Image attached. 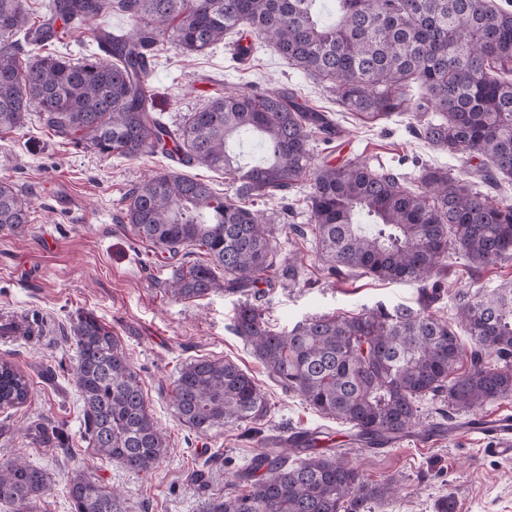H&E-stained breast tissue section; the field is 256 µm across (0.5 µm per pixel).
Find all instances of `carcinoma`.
Here are the masks:
<instances>
[{
	"mask_svg": "<svg viewBox=\"0 0 512 512\" xmlns=\"http://www.w3.org/2000/svg\"><path fill=\"white\" fill-rule=\"evenodd\" d=\"M114 9L131 27L96 33L110 44L102 59L45 54L24 61L13 40L22 32L42 43L58 20L80 25ZM243 28L289 65L329 83L344 111L371 119L412 113L413 131L430 146L481 159V184L425 165L411 190L395 170L365 161L316 164L312 138L330 143L339 127L286 87L226 90L176 128L154 115L145 62L160 40L198 54ZM33 108L55 136L102 156L172 151L184 164L224 172L233 188L224 197L174 170L128 194L122 223L138 239L171 258L188 246L207 255L174 271L165 291L175 299L243 292L272 271L271 220L252 202L284 199L305 179L331 271L418 288L417 309L317 315L288 332L272 328L256 304L239 309L234 332L269 376L315 412L351 425L355 441L382 448L415 431L426 398L470 411L512 397V281L464 294L453 325L429 310L444 292L449 251L474 268L512 259V203L480 189L512 181V0H51L36 18L27 0H0V130L22 127ZM246 131L260 136L264 157L242 167L227 142ZM27 223L16 186L0 179V231ZM458 327L474 344L465 371ZM71 332L89 445L129 470L149 471L168 444L139 374L93 314L79 315ZM28 396L25 375L0 359V407H18ZM171 406L201 435L269 411L247 372L208 358L182 366ZM304 453L291 464L256 455L239 474L248 492L211 498L205 512H362L391 493L389 485L364 483L341 448ZM49 486V474L21 458L0 466V503L13 512H34ZM69 496L72 512H127L121 491L81 470L72 473Z\"/></svg>",
	"mask_w": 512,
	"mask_h": 512,
	"instance_id": "1",
	"label": "carcinoma"
}]
</instances>
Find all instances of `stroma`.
Returning <instances> with one entry per match:
<instances>
[{
	"mask_svg": "<svg viewBox=\"0 0 512 512\" xmlns=\"http://www.w3.org/2000/svg\"><path fill=\"white\" fill-rule=\"evenodd\" d=\"M129 25L127 16L115 11L51 42L26 44L25 53L73 60L96 56L98 29L116 34ZM238 40L226 35L223 43L191 56L159 42L148 82L165 122L182 124L228 84L243 89L284 85L339 123L333 150L313 141L316 162L362 160L392 167L409 184L425 164L461 176L477 168V161L416 138L410 115L372 122L342 111L326 83L288 66L271 48L238 60ZM170 166L159 152L135 160L100 156L55 136L34 113L23 127L0 131V179L13 182L29 206L22 231L0 232V317L35 311L44 320L38 342L0 338V358L12 360L30 385L26 404L0 409V465L20 457L50 474L51 489L36 512H71L68 478L78 467L103 486L122 488L128 512H200L208 498L244 492L238 475L254 455L281 453L280 437L314 428L347 449L364 481L396 485L394 497L370 502L367 512H435L437 500L445 496L454 512H512V458L489 453L483 441L461 432L466 413L449 412L442 400H427L420 410L435 431L434 441L423 443L415 432L383 449L364 447L353 440L349 425L318 415L297 394L276 385L251 347L235 335V314L246 301L259 305L269 324L283 331L315 315L352 316L379 304H419L413 286L328 274L312 228L308 182H300L287 199L257 204L271 219L277 240L279 267L270 282L244 294L218 291L191 300L165 292L164 283L177 266L205 261V254L193 249L171 259L157 257L121 217L129 191ZM292 256L298 269L293 280L283 274ZM447 264L446 288L431 306L447 318L455 313L458 292L486 291L512 280V260L477 272L452 253ZM85 312L118 337L142 378L155 420L167 431L168 452L149 472H132L98 455L84 435L82 403L72 378L71 325ZM202 357L230 360L250 372L268 399L267 416L204 436L180 423L170 406L173 382L183 365ZM39 424L57 432L56 445L40 444L31 434Z\"/></svg>",
	"mask_w": 512,
	"mask_h": 512,
	"instance_id": "1",
	"label": "stroma"
}]
</instances>
